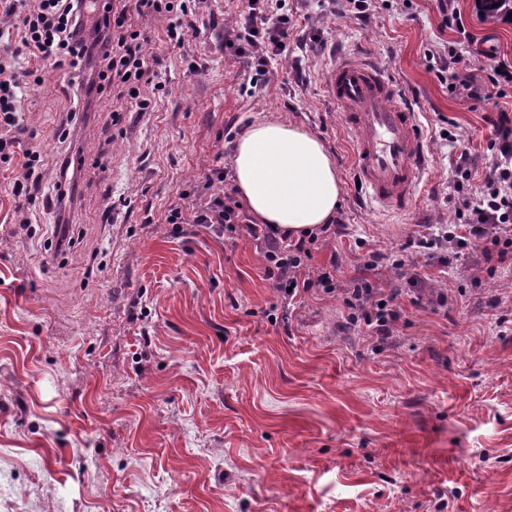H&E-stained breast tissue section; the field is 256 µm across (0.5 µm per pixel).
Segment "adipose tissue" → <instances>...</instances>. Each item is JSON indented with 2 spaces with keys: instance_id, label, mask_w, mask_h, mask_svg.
Segmentation results:
<instances>
[{
  "instance_id": "adipose-tissue-1",
  "label": "adipose tissue",
  "mask_w": 512,
  "mask_h": 512,
  "mask_svg": "<svg viewBox=\"0 0 512 512\" xmlns=\"http://www.w3.org/2000/svg\"><path fill=\"white\" fill-rule=\"evenodd\" d=\"M232 165L236 190L259 223L299 239L335 218L341 180L326 146L308 131L254 123L235 143Z\"/></svg>"
}]
</instances>
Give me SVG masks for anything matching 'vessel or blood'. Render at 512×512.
Wrapping results in <instances>:
<instances>
[{
  "instance_id": "1",
  "label": "vessel or blood",
  "mask_w": 512,
  "mask_h": 512,
  "mask_svg": "<svg viewBox=\"0 0 512 512\" xmlns=\"http://www.w3.org/2000/svg\"><path fill=\"white\" fill-rule=\"evenodd\" d=\"M324 86L342 127L352 135L354 181L388 210H410L427 163V145L410 99L373 61L342 54L326 69Z\"/></svg>"
}]
</instances>
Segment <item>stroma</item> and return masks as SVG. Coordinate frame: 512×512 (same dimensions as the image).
Wrapping results in <instances>:
<instances>
[{
  "mask_svg": "<svg viewBox=\"0 0 512 512\" xmlns=\"http://www.w3.org/2000/svg\"><path fill=\"white\" fill-rule=\"evenodd\" d=\"M483 51L512 60V25L479 22L454 0ZM236 0H207V30L163 60L152 111L104 94L77 138L83 199L75 244L52 255L45 225L14 224L0 170V512H512V262L481 249L443 266L406 249L420 224L448 223L461 148L492 163L487 118L512 99L454 98L429 54L444 52L436 0H372L366 18L311 8L273 85L251 89L225 53ZM400 81L427 139L413 209L372 206L351 171L350 134L324 91L335 50ZM63 69L22 100L25 145L53 161L70 103ZM121 120L112 123L111 113ZM288 122L316 134L342 181L346 237L312 248L339 283L371 251L447 289V308L398 301L392 339L341 328L340 295L285 299L259 246L164 221L208 169L230 163L228 124ZM452 131L445 139L444 131Z\"/></svg>",
  "mask_w": 512,
  "mask_h": 512,
  "instance_id": "35a3bbf8",
  "label": "stroma"
}]
</instances>
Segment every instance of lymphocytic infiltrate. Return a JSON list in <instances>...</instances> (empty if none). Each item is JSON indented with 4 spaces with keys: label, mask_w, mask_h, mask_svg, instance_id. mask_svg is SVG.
<instances>
[{
    "label": "lymphocytic infiltrate",
    "mask_w": 512,
    "mask_h": 512,
    "mask_svg": "<svg viewBox=\"0 0 512 512\" xmlns=\"http://www.w3.org/2000/svg\"><path fill=\"white\" fill-rule=\"evenodd\" d=\"M438 2L441 26L453 34L448 42L449 93L475 104L512 97V60L494 59L481 75L471 74L465 51L473 36L459 10L449 8L448 0ZM284 7L285 0H242V20L224 29V49L245 61L253 88H268L271 60L288 55L294 22ZM188 13L186 0H0V39L14 35L22 45L18 52L0 50V163L18 166L12 191L27 201L17 212L18 224L36 223L40 209L55 224H63L73 201L69 172L74 161L68 147L98 95L112 92L146 112L153 107L152 92L162 91L155 69L158 58L149 52L153 40L133 23V16L166 20L160 41L175 48L183 46L188 35L201 33L200 27L187 23ZM23 54L28 57L24 63L19 60ZM49 63L67 66L72 95L58 134L63 150L51 167L40 153L26 148L19 135L21 94L43 85V69ZM488 122L495 131L488 145L494 153L492 166L482 180H475V157L461 152L451 169L457 193L452 220L438 231L411 235L409 245L417 252L456 257L476 240L497 247L499 257L512 252V117L501 111ZM227 176L223 167L211 169L193 187L191 204L171 207L166 223L193 224L217 236L253 240L262 249L265 279L283 297L314 288L341 293L348 325H365L380 344L394 335L401 291L382 292L370 273L383 265L402 269L401 261L380 251L368 252L364 274L337 289L335 271L310 272L308 239L296 241L251 220L240 201L225 191Z\"/></svg>",
    "instance_id": "lymphocytic-infiltrate-1"
}]
</instances>
